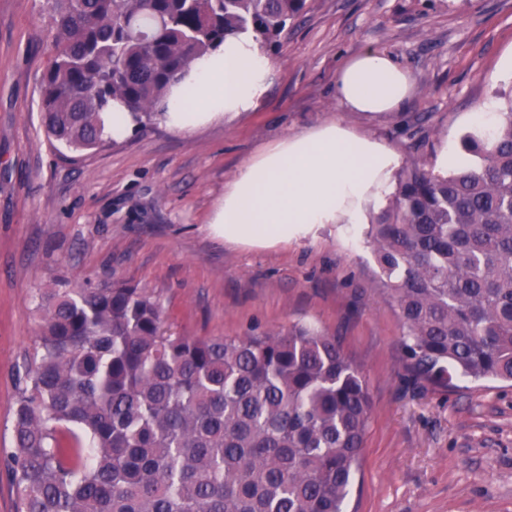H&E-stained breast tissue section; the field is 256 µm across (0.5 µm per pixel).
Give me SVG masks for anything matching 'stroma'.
Here are the masks:
<instances>
[{
	"label": "stroma",
	"mask_w": 512,
	"mask_h": 512,
	"mask_svg": "<svg viewBox=\"0 0 512 512\" xmlns=\"http://www.w3.org/2000/svg\"><path fill=\"white\" fill-rule=\"evenodd\" d=\"M411 79L400 109L349 112L336 75L366 49ZM255 111L190 132L162 120L112 146L63 157L40 119L53 55L48 0H0V448L10 447L15 375L37 338L40 289L124 281L158 296L192 338L310 322L339 336L371 395L346 512H512V384L450 392L414 380L402 326L360 224H322L274 248L212 235L225 185L259 150L339 122L401 160L438 164L472 114L512 94V0H306Z\"/></svg>",
	"instance_id": "obj_1"
}]
</instances>
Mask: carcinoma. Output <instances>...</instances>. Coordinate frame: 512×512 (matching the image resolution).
Masks as SVG:
<instances>
[{
	"mask_svg": "<svg viewBox=\"0 0 512 512\" xmlns=\"http://www.w3.org/2000/svg\"><path fill=\"white\" fill-rule=\"evenodd\" d=\"M48 2L42 124L80 156L112 140V103L147 125L199 57L241 30L275 40L306 0ZM463 147L446 173L407 161L366 229L409 368L444 392L512 382V100ZM36 312L0 449L16 512H344L372 403L337 337L181 336L120 281L49 288Z\"/></svg>",
	"mask_w": 512,
	"mask_h": 512,
	"instance_id": "obj_1",
	"label": "carcinoma"
}]
</instances>
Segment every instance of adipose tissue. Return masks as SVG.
<instances>
[{"label": "adipose tissue", "instance_id": "ef3b65f1", "mask_svg": "<svg viewBox=\"0 0 512 512\" xmlns=\"http://www.w3.org/2000/svg\"><path fill=\"white\" fill-rule=\"evenodd\" d=\"M272 70L251 31L231 35L172 86L162 118L172 128L192 130L219 116L254 111ZM409 92L408 74L373 49L346 61L336 79L338 100L353 112L395 110ZM398 164L387 145L340 123L325 124L285 138L245 164L225 187L209 230L231 244L272 248L317 224L360 223L365 207L380 202Z\"/></svg>", "mask_w": 512, "mask_h": 512}]
</instances>
